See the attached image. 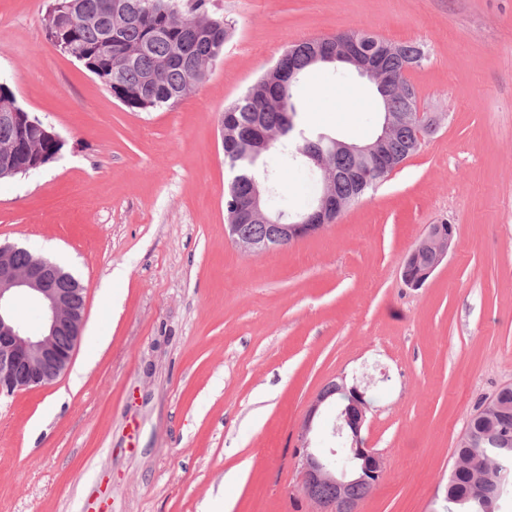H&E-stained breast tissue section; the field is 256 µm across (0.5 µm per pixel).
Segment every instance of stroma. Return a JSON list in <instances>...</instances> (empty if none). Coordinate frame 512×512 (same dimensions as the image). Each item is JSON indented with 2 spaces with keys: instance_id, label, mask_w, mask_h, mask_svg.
<instances>
[{
  "instance_id": "35a3bbf8",
  "label": "stroma",
  "mask_w": 512,
  "mask_h": 512,
  "mask_svg": "<svg viewBox=\"0 0 512 512\" xmlns=\"http://www.w3.org/2000/svg\"><path fill=\"white\" fill-rule=\"evenodd\" d=\"M47 4L0 0V81L64 141L0 180V242L84 285L83 374L0 396V512H321L294 450L339 377L365 386L361 436L386 462L357 512H440L470 413L512 385V0H205L231 26L224 52L150 112L52 44ZM350 29L421 45L409 78L436 128L335 224L247 253L225 232L224 107L290 43ZM296 92L303 125L373 136L351 68ZM442 223L447 257L405 286ZM454 233L455 227L451 224H433L430 227L424 238L423 247H428L433 250V260L414 280H408L405 278L404 272H402V279L407 287L420 288L427 281L447 256L454 238Z\"/></svg>"
}]
</instances>
